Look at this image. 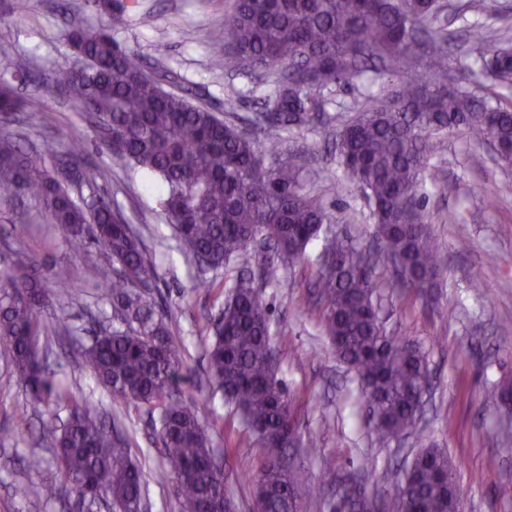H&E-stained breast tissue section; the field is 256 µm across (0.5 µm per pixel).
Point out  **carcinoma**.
Returning a JSON list of instances; mask_svg holds the SVG:
<instances>
[{"mask_svg": "<svg viewBox=\"0 0 512 512\" xmlns=\"http://www.w3.org/2000/svg\"><path fill=\"white\" fill-rule=\"evenodd\" d=\"M443 0H233L212 51L230 72L262 71L274 92L253 124L274 141L290 128H305L323 111V90L360 80L368 62L397 76L385 92L364 88L346 108L355 116L336 131L340 164L372 206L376 239L398 274L394 288L428 296L445 265L443 251L423 220L419 189L432 157L447 149V137L467 134L492 141L497 159L512 165V100L478 97L447 82L455 37L441 20ZM69 49L85 61L62 68L54 81L88 115L99 142L112 157L159 176L160 205L174 224L184 253L219 268L235 258L250 265V248L263 241L273 249L252 278L268 281L300 261L332 214L302 193L305 155L258 151L250 134L171 91L172 79L144 72L104 29L70 26ZM482 73L512 87V49L489 47ZM25 106L13 87L0 85V113ZM80 139L67 146L69 174L59 176L26 155L10 133H0V190L30 199L51 224L66 229L74 254L97 242L112 278L105 295L126 329H103L81 348L85 365L112 400L159 410L158 439L181 512H226L231 501L224 476L210 464L211 439L199 421L200 406L216 395L240 412L261 448L252 512H301L319 493L304 467L288 456L295 440L297 398L276 378L270 311L250 282L235 288L234 302L215 319L207 350V396L184 399L183 358L170 330L147 297L135 289L154 283L155 268L143 242L106 197L92 210L72 195L69 184L94 185L101 172L82 164ZM321 323L336 355L352 371L364 398L375 402L370 426L389 441L417 430L416 403L430 387L422 348L389 335L378 317L375 265L370 252L338 240L316 258ZM45 275L23 245L0 261V338L9 346L13 374L34 402L53 403L42 421L52 440L54 465L89 509L106 498L112 508L140 512L145 500L143 467L128 444L112 437L103 416L85 398L59 388L48 372L40 338L52 328L43 308L64 294L73 301L82 289L67 266ZM67 410L59 420L57 409ZM456 465L439 448L414 454L386 512H458ZM334 512H367L359 488L337 497Z\"/></svg>", "mask_w": 512, "mask_h": 512, "instance_id": "cac0c4a2", "label": "carcinoma"}]
</instances>
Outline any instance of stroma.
I'll return each mask as SVG.
<instances>
[{
	"label": "stroma",
	"instance_id": "35a3bbf8",
	"mask_svg": "<svg viewBox=\"0 0 512 512\" xmlns=\"http://www.w3.org/2000/svg\"><path fill=\"white\" fill-rule=\"evenodd\" d=\"M120 24L97 0H0V82L17 87L36 107L0 117V130L20 134L25 146L48 168L60 160L43 153L44 142L64 149L71 137L86 143L85 162L103 176L81 185L76 195L86 202L108 196L141 234L156 270L151 293L157 310L181 350L189 379L184 396L204 393L209 328L239 281L237 262L209 270L208 287H200L195 266L177 247L173 224L158 205L152 179L138 167L113 160L93 127L52 83L53 73L77 65L64 40L76 24L109 30L115 42L148 73L171 74L224 120L248 121L273 92L272 82L252 71L225 74L224 62L210 46L211 32L224 22L225 0H124ZM445 16L457 32L479 24L497 36L512 39V0H484L485 10H468L469 0H449ZM358 83L333 89L331 104L309 126L282 133L281 152L302 151L307 158L304 192L320 197L333 215L307 248L304 260L279 270L262 288L271 312L273 342L280 351L277 378L303 404L296 420L301 442H315L318 451L304 459L312 482L350 477L368 482L376 504L392 500L403 470L413 455L429 445L447 451L457 467L463 512H512V432L497 407L493 389L512 379V168L497 166L488 146H476L464 134L448 138V149L431 161L437 180H425V220L447 253V270L435 304L415 293L390 286L389 269L379 265L380 314L389 332L423 347L432 377L423 420L417 433L383 444L366 425V407L352 372L339 361L323 336L320 308L310 294L315 258L336 236L350 235L372 243L375 228L365 196L350 184L336 153V132L349 120L339 104L357 98ZM334 169L336 182L321 171ZM61 227L47 223L40 208L26 201L23 211L0 203V255L24 245L42 267L75 269L83 290L78 301L62 298L44 313L59 331L53 339V381L88 398L108 413L118 434L129 437L146 479L148 512H180L173 479L153 434V417L145 408L112 403L106 390L77 354L79 343L93 330L111 327L112 303L103 291V252L88 245L79 255L69 251ZM11 365L0 343V512H73L75 496L44 502L37 492L52 480L63 484L55 468L28 469L33 448H48L38 433L41 407L31 404L12 381ZM200 420L216 456L224 460V483L248 512L251 478L260 450L247 441L238 415L223 400L201 409ZM237 451L225 456L224 444Z\"/></svg>",
	"mask_w": 512,
	"mask_h": 512
}]
</instances>
